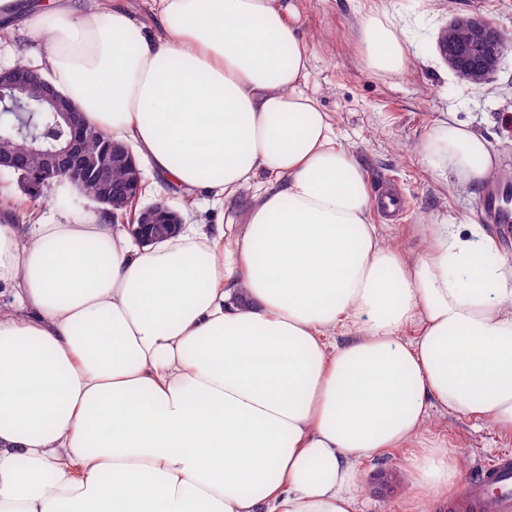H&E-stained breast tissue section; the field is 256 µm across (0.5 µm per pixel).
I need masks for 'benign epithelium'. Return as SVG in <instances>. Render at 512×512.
<instances>
[{"instance_id":"benign-epithelium-1","label":"benign epithelium","mask_w":512,"mask_h":512,"mask_svg":"<svg viewBox=\"0 0 512 512\" xmlns=\"http://www.w3.org/2000/svg\"><path fill=\"white\" fill-rule=\"evenodd\" d=\"M461 22L467 28L466 40L446 39L447 32ZM437 45L441 57L459 77L481 85L492 81L495 72L488 69L487 62L501 63L506 40L498 28L478 15L455 16L441 31ZM32 94L61 116L69 134L60 145L44 149L39 144L41 134L15 127L14 139L0 147V171L26 176L31 194L37 196L41 190L58 187L65 181L75 186L97 180L107 166L130 168L135 170L133 178L103 184L99 202L107 205L105 212L114 217L133 209L139 200L142 174L130 147L109 138L106 153L87 154L84 141L92 130L83 113L57 93L39 70L30 66L0 67L1 110L23 109ZM182 223L177 212L158 202L139 210L129 229L138 244L149 245L177 233Z\"/></svg>"}]
</instances>
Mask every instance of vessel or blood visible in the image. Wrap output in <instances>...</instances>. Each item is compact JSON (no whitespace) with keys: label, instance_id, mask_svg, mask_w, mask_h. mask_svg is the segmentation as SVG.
Wrapping results in <instances>:
<instances>
[{"label":"vessel or blood","instance_id":"b4317fda","mask_svg":"<svg viewBox=\"0 0 512 512\" xmlns=\"http://www.w3.org/2000/svg\"><path fill=\"white\" fill-rule=\"evenodd\" d=\"M512 194V177H503L487 187L480 201L481 214L502 235L512 234V208L504 199ZM494 499L497 512H512V455L501 454L482 463L475 477L467 479L448 512H482L487 499Z\"/></svg>","mask_w":512,"mask_h":512}]
</instances>
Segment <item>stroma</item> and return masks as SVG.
<instances>
[{
	"instance_id": "obj_1",
	"label": "stroma",
	"mask_w": 512,
	"mask_h": 512,
	"mask_svg": "<svg viewBox=\"0 0 512 512\" xmlns=\"http://www.w3.org/2000/svg\"><path fill=\"white\" fill-rule=\"evenodd\" d=\"M403 29L406 67L379 79L362 66L358 54V17L372 0H282L291 19L309 42L305 91L326 112L340 141L361 163L371 192L385 184L408 202L398 220L375 216L386 242L414 252V224H478L482 187L462 192L449 175L432 167L423 151L430 126L448 113L482 133L498 159V175L512 176V52L504 58L491 83L475 85L453 72L441 59L437 38L454 14L474 13L495 25L512 43V0H383ZM149 187L143 205L165 202L188 224H223L221 206L200 198L187 206L179 190L166 185L149 164H142ZM10 212L21 224H64L76 217L96 215L97 206L76 193L44 190L32 199L16 176L0 175V213ZM429 438L444 442L450 452L465 449L466 471L481 461L511 452L512 435L449 414L429 427ZM399 448L366 461L362 466L363 512H403L411 496L407 459Z\"/></svg>"
}]
</instances>
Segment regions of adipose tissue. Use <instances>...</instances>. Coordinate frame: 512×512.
Returning a JSON list of instances; mask_svg holds the SVG:
<instances>
[{"label":"adipose tissue","mask_w":512,"mask_h":512,"mask_svg":"<svg viewBox=\"0 0 512 512\" xmlns=\"http://www.w3.org/2000/svg\"><path fill=\"white\" fill-rule=\"evenodd\" d=\"M152 3L151 27L128 0H0V21L165 183L251 200L144 247L99 216L0 218V512H358L361 463L397 448L410 512L447 500L462 470L431 422L512 433V260L474 224L414 225V257L379 236L278 0ZM359 53L404 67L388 11ZM424 152L461 190L495 175L452 114Z\"/></svg>","instance_id":"1"}]
</instances>
